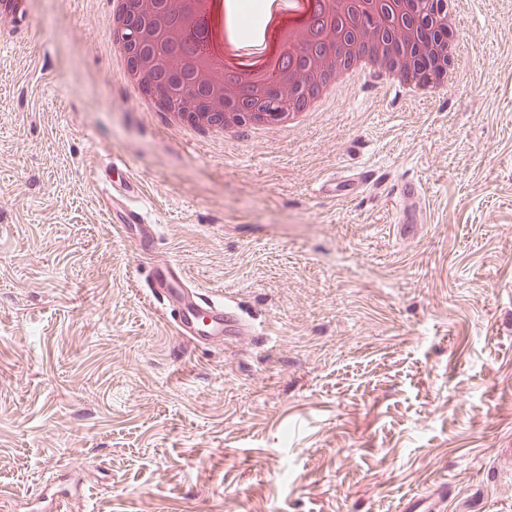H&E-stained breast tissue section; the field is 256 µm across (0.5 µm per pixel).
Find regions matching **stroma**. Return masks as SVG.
I'll use <instances>...</instances> for the list:
<instances>
[{"mask_svg":"<svg viewBox=\"0 0 512 512\" xmlns=\"http://www.w3.org/2000/svg\"><path fill=\"white\" fill-rule=\"evenodd\" d=\"M460 7L455 85L371 77L224 141L134 103L106 0L0 28V512H399L438 482L447 512H512V0ZM111 154L152 252L97 201ZM169 260L254 332L174 336L146 283ZM371 180H368L367 172H359L356 176L348 177H335L323 184L319 190L322 193L331 194L335 197H351L353 191L360 185H369ZM396 194L407 205L403 210L400 224H415L418 222L416 219V211L413 205L419 196V188L415 182H404L396 187Z\"/></svg>","mask_w":512,"mask_h":512,"instance_id":"35a3bbf8","label":"stroma"}]
</instances>
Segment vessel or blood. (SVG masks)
<instances>
[{
  "instance_id": "1",
  "label": "vessel or blood",
  "mask_w": 512,
  "mask_h": 512,
  "mask_svg": "<svg viewBox=\"0 0 512 512\" xmlns=\"http://www.w3.org/2000/svg\"><path fill=\"white\" fill-rule=\"evenodd\" d=\"M109 166L126 174L123 182L112 185L110 194L103 200L109 223L113 224L118 233L137 237L145 246H153L155 227L146 223L142 213L132 204L133 199L141 195L139 182L134 176L128 175L125 160L112 159ZM367 181V174L361 172L351 178H333L323 184L321 190L335 197H349ZM396 192L405 204L402 223H415L414 204L419 196L417 184L402 183L397 186ZM148 288L151 295L161 301L164 309L169 310L175 335L195 346L204 347L232 341L252 329L250 321L237 305L190 287L177 263L151 267ZM446 507L447 492L444 486L439 485L430 497L407 500L402 512H445Z\"/></svg>"
}]
</instances>
